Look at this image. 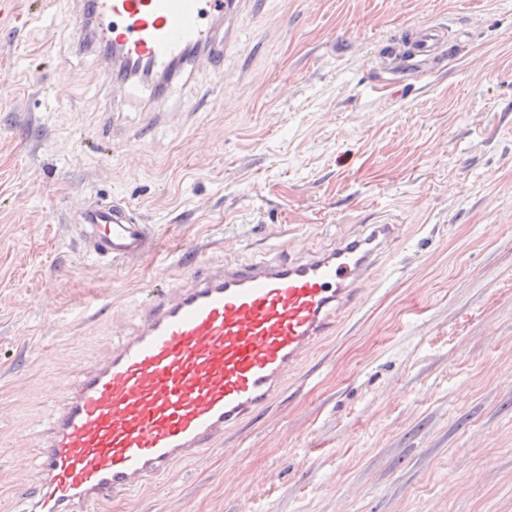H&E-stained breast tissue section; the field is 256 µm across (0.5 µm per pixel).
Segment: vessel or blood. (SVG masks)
I'll list each match as a JSON object with an SVG mask.
<instances>
[{"label": "vessel or blood", "instance_id": "obj_1", "mask_svg": "<svg viewBox=\"0 0 512 512\" xmlns=\"http://www.w3.org/2000/svg\"><path fill=\"white\" fill-rule=\"evenodd\" d=\"M237 0H81L74 32L111 45L103 72L114 86L128 75L164 76L190 52H204L223 79L215 24ZM443 24L412 31L405 58L431 55L447 40ZM86 253L112 264L158 246L151 225L115 200L80 212ZM395 224L300 259L202 265L188 286L140 304L136 328L107 342L105 358L82 370L51 410L35 452L38 484L23 512H93L181 461L225 447L228 437L272 404L289 375L306 368L319 341L365 299Z\"/></svg>", "mask_w": 512, "mask_h": 512}]
</instances>
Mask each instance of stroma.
Wrapping results in <instances>:
<instances>
[{"label":"stroma","instance_id":"1","mask_svg":"<svg viewBox=\"0 0 512 512\" xmlns=\"http://www.w3.org/2000/svg\"><path fill=\"white\" fill-rule=\"evenodd\" d=\"M71 0H0V512L36 424L177 262L323 249L396 224L378 286L274 404L109 512H512V0H242L224 82L114 89ZM448 27L393 86L386 42ZM119 197L158 247L118 265L77 212Z\"/></svg>","mask_w":512,"mask_h":512}]
</instances>
